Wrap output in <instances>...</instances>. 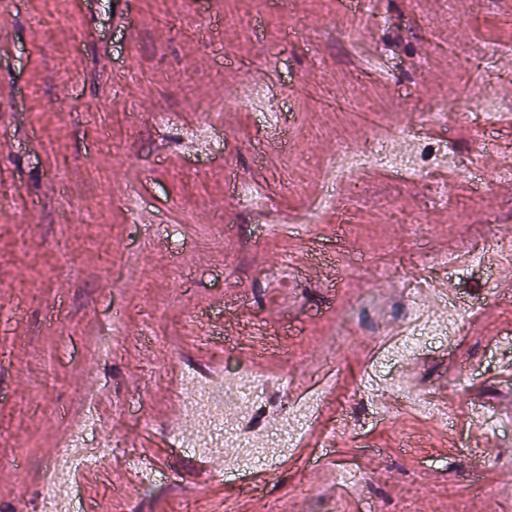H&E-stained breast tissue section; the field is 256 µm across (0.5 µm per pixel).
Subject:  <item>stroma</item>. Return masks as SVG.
<instances>
[{
	"mask_svg": "<svg viewBox=\"0 0 512 512\" xmlns=\"http://www.w3.org/2000/svg\"><path fill=\"white\" fill-rule=\"evenodd\" d=\"M264 81L282 112L205 113ZM499 110L512 113V0H0V512H41L42 470L100 383L117 464L86 484L92 512H512V426L471 454L466 416L451 430L400 402L380 421L370 411L384 393L357 392L449 254L467 260L451 272L460 334L413 379L430 401L512 415L500 368L512 300L496 297L512 268L468 260L512 241V170L498 162L512 127L492 126ZM207 119L217 144L192 153L189 127ZM269 119L286 149L267 150ZM374 136L441 159L408 178L360 170L334 186L335 211L304 223L337 145ZM482 139L495 151L478 152ZM473 161L483 184L459 175ZM239 185L266 208H242ZM127 195L153 223L132 218ZM304 252L337 279L308 275ZM115 330L102 362L95 348ZM209 364L335 394L260 496L229 475L192 493L118 494L142 446L165 461L168 436L211 439V420L177 398ZM339 416L351 432L310 467L308 445Z\"/></svg>",
	"mask_w": 512,
	"mask_h": 512,
	"instance_id": "obj_1",
	"label": "stroma"
}]
</instances>
